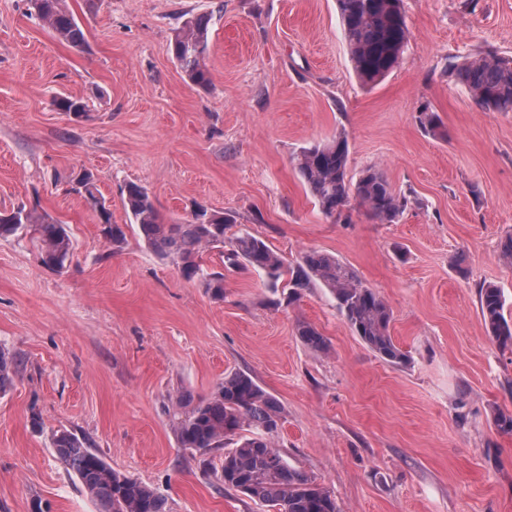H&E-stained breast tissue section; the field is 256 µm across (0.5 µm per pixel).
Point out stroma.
Here are the masks:
<instances>
[{
    "label": "stroma",
    "instance_id": "1",
    "mask_svg": "<svg viewBox=\"0 0 512 512\" xmlns=\"http://www.w3.org/2000/svg\"><path fill=\"white\" fill-rule=\"evenodd\" d=\"M88 47L57 40L28 0H0V210L38 207L65 224L64 268L26 235L0 240V347L17 356L0 394V512H98L51 438L89 440L116 471L150 484L166 512H275L204 475L167 415L180 393L207 397L250 375L283 409L274 442L335 495L343 512H512V349L489 336L479 289L512 317V111L478 110L449 82V56L512 59V0H403L411 32L381 82L356 76L336 0H68ZM208 14L207 88L174 59L176 31ZM87 101L75 119L57 95ZM436 112L445 137L419 124ZM348 135L349 175L380 168L412 204L381 224L365 208L326 220L291 164L302 148ZM93 174L123 225L105 243L73 192ZM163 222L196 207L230 214L288 262L336 256L393 312L408 360L380 359L327 288L270 304L255 271L226 269L215 299L157 256L131 226L128 183ZM330 345L314 352L297 328ZM40 428H32L31 415Z\"/></svg>",
    "mask_w": 512,
    "mask_h": 512
}]
</instances>
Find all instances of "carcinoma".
Listing matches in <instances>:
<instances>
[{"mask_svg":"<svg viewBox=\"0 0 512 512\" xmlns=\"http://www.w3.org/2000/svg\"><path fill=\"white\" fill-rule=\"evenodd\" d=\"M403 0H336L343 36L353 69L365 84H375L399 63L409 41ZM38 18L55 37L75 48L87 46L82 26L67 6V0H30ZM210 17L198 15L187 20L175 34L172 54L191 83L209 82L206 65ZM445 73L464 87L472 102L484 112L512 111V59L493 51L479 52L463 59L448 57ZM57 109L77 117L88 110L87 101L60 96ZM419 121L430 134L440 133L437 113L423 110ZM349 149L345 136L336 135L325 143L302 149L294 157L295 169L314 198L321 213L332 223H351V200L366 207L381 224L399 220L411 204L410 197L396 194L382 170L369 167L356 182L348 173ZM80 194L97 218L105 242L119 245L123 228L112 223V212L96 188L92 175L79 178ZM125 208L139 235L159 256L177 265L184 279L198 281L214 298H224L225 276L205 265L203 255L218 250L222 266L254 270L264 278L272 293L286 295L290 302L316 280L329 289L339 311L364 343L382 359L401 364L406 354L390 334L392 313L375 291L362 285L356 272L335 256L305 253L292 266L264 240L248 232L224 237L231 219L215 212L204 223L198 217L182 224H165L142 186L126 187ZM24 233L38 243L45 266L62 268L73 243L63 224L19 207L0 211V238ZM480 314L490 336L500 345L512 346V325L505 317L501 289L488 284L480 288ZM298 335L316 351L327 341L311 324L298 325ZM19 372L15 355L0 347V393L10 389ZM171 427L180 447L194 454L209 455L232 442L224 453L219 481L249 499L269 504L277 512H342L336 498L308 474L290 466L274 447L273 438L281 421V406L250 376L233 373L224 377L215 391L197 401L179 394L169 408ZM56 458L74 473L83 490L99 506V512H166L165 498L154 487L140 483L112 469L86 438L69 431L52 436Z\"/></svg>","mask_w":512,"mask_h":512,"instance_id":"1","label":"carcinoma"}]
</instances>
